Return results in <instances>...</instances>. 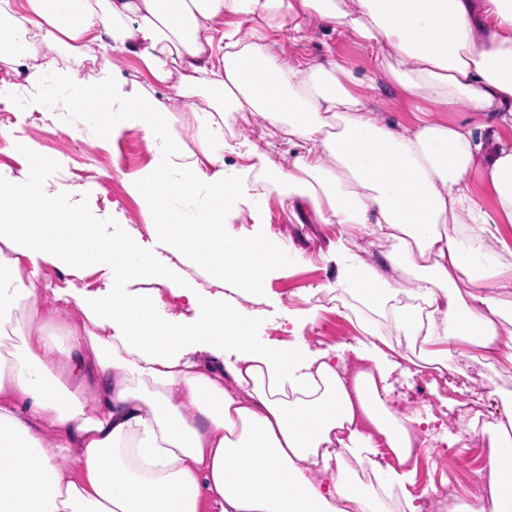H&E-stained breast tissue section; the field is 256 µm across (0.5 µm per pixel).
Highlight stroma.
Masks as SVG:
<instances>
[{
    "label": "stroma",
    "mask_w": 512,
    "mask_h": 512,
    "mask_svg": "<svg viewBox=\"0 0 512 512\" xmlns=\"http://www.w3.org/2000/svg\"><path fill=\"white\" fill-rule=\"evenodd\" d=\"M328 51L339 56L355 75L368 73L367 55L356 41L316 23L311 24L306 41L286 45L285 56L319 58ZM56 57L58 69L43 74L41 110L29 111L28 93L22 87L12 103L0 104V124L19 126L22 136L21 148L0 152V179L24 177L54 190L76 191L88 237H95L100 225L107 224L113 239L138 230L144 234V243L152 244V236L144 232L143 201L129 192L128 184L154 168V151L140 130L126 129L115 137L102 138L81 124L69 107L76 91L61 80L58 70L78 65L89 71L108 63L144 87L150 85V76L138 58L113 54L106 46L79 60L62 47ZM32 151L43 159L36 169L27 164ZM263 207L270 233L282 240L288 251L275 260L262 284L265 301L261 314L252 319V334L275 347L305 343L329 350L347 367H360L357 350L364 339L362 324L386 326L392 313L386 308L365 311L348 293L337 292L336 267L330 258L336 242L335 225L320 224L311 217L295 219L281 207L274 191L265 194ZM416 358L412 349L394 346L387 404L399 412H421L424 422L418 431L426 448L454 446L464 431L462 402L453 395L450 381L418 371ZM468 362L483 365L493 380L492 390L476 391L477 400L501 408L503 399L512 395V372H505L501 364L485 360L480 350L472 348L449 355L448 368L455 371Z\"/></svg>",
    "instance_id": "35a3bbf8"
}]
</instances>
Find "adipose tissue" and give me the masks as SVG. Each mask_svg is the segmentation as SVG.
I'll use <instances>...</instances> for the list:
<instances>
[{
	"mask_svg": "<svg viewBox=\"0 0 512 512\" xmlns=\"http://www.w3.org/2000/svg\"><path fill=\"white\" fill-rule=\"evenodd\" d=\"M0 14L10 19L0 66L32 88L35 108L59 47L88 54L108 39L141 60L168 96L126 91L110 66L70 69L78 115L105 133H145L159 166L130 189L148 213L206 187L194 233L235 259L199 281L193 271L207 255L179 233L153 248L137 233L90 245L77 200L0 180V512H390L421 419L389 408L378 387L389 360L377 344L362 351L372 372L350 382L328 353L280 352L252 336L235 297L258 293L276 249L254 200L267 184L290 213L309 209L336 225L339 286L369 307L406 297L395 325L430 355L472 345L512 364L498 345L512 325V249L485 243L488 225L512 224V0H25L20 12L0 0ZM228 16L249 32L225 26ZM310 22L369 48L370 78L334 55L282 58L269 33L297 44ZM381 83L398 90L410 122L369 106L363 87ZM176 100L198 151L173 144ZM451 106L475 122L438 117ZM228 114L278 128L299 149L293 162L283 165L276 144L225 138ZM228 154L235 164L225 165ZM475 170L493 210L473 191ZM245 207L252 232L226 234ZM356 226L393 242L390 261L408 283L349 252ZM178 262L188 270L175 287ZM47 267L66 273L64 286L43 288ZM143 277L151 287H136ZM165 286L194 316L170 312L146 331ZM378 434L398 464L374 467L362 489L350 462L370 461ZM479 501L480 510L457 501L452 512H512V409Z\"/></svg>",
	"mask_w": 512,
	"mask_h": 512,
	"instance_id": "adipose-tissue-1",
	"label": "adipose tissue"
}]
</instances>
